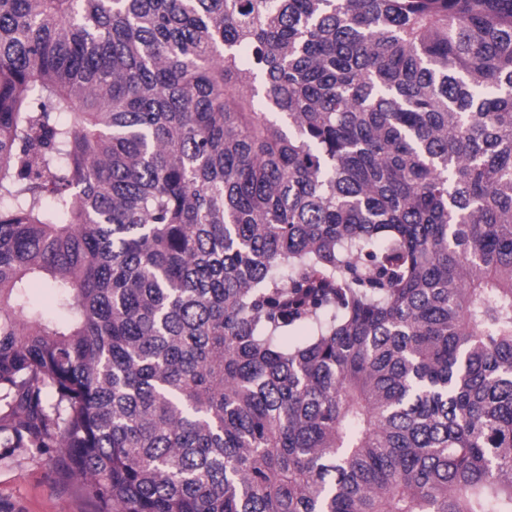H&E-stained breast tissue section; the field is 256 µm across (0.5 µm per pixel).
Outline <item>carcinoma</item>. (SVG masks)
I'll return each mask as SVG.
<instances>
[{
    "instance_id": "1",
    "label": "carcinoma",
    "mask_w": 512,
    "mask_h": 512,
    "mask_svg": "<svg viewBox=\"0 0 512 512\" xmlns=\"http://www.w3.org/2000/svg\"><path fill=\"white\" fill-rule=\"evenodd\" d=\"M0 444L96 512H512V0H0Z\"/></svg>"
}]
</instances>
